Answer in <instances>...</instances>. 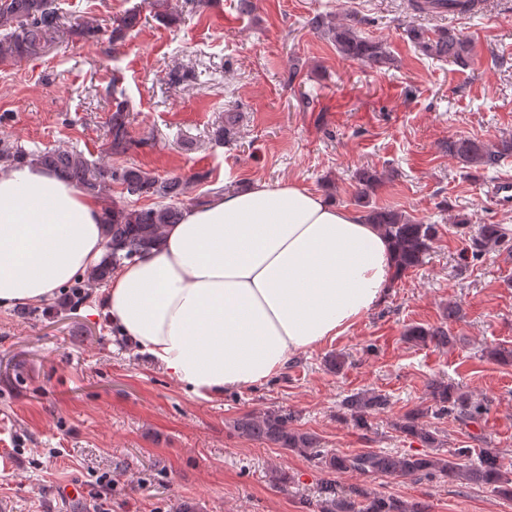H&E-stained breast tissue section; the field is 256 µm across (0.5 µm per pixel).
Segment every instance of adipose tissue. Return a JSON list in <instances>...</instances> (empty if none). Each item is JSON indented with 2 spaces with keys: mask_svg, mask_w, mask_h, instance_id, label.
I'll use <instances>...</instances> for the list:
<instances>
[{
  "mask_svg": "<svg viewBox=\"0 0 512 512\" xmlns=\"http://www.w3.org/2000/svg\"><path fill=\"white\" fill-rule=\"evenodd\" d=\"M105 205L36 163L0 170V307L37 304L104 257ZM396 255L377 225L306 186L260 181L164 225L115 271L104 313L187 394L267 381L380 304Z\"/></svg>",
  "mask_w": 512,
  "mask_h": 512,
  "instance_id": "1",
  "label": "adipose tissue"
}]
</instances>
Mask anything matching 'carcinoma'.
Instances as JSON below:
<instances>
[{"mask_svg":"<svg viewBox=\"0 0 512 512\" xmlns=\"http://www.w3.org/2000/svg\"><path fill=\"white\" fill-rule=\"evenodd\" d=\"M476 2L478 0H408L407 8L419 15L437 13L441 9L470 14L475 11ZM149 6L155 9L156 18L164 23L171 24L178 19L171 0H149ZM59 20L55 0H0V66L14 65L35 55L49 42L66 34L92 37L96 32L91 21L65 31L61 29ZM140 24L139 9L132 7L124 11L112 27V40L124 39ZM311 27L333 42L336 50L347 59L377 67L391 61L383 41L361 35L353 24L336 22L330 15L317 14L311 19ZM406 35L427 57L460 67L469 65L471 42L454 28L444 27L428 32L412 25L406 29ZM112 102L106 152L122 157L146 141L137 142L130 135L129 108L123 89L112 87ZM446 149L448 155L463 167L488 170L512 157V135L502 136L493 143L468 137L450 139ZM28 161L42 164L105 202L108 208L107 252L102 263L88 273V281L94 283L108 280L113 266L160 244L163 226L179 221L182 209L177 206V201L190 184V179L181 175L160 177L138 166L115 167L96 163L78 150L35 153L13 143L0 145V163L14 166ZM356 179L360 201L369 198L382 183L381 174L371 168L360 169ZM114 184L122 186L129 195L152 196L157 202L148 207L122 205L112 198ZM366 219L379 225L392 240L398 253L400 276L423 264L440 234L439 225L411 219L388 207H370ZM501 242L498 225H480L469 238L471 259L481 258ZM407 336L417 343H432L442 348L448 345V330L442 326H415L407 331ZM430 395L432 404L408 413L400 425L402 433L427 448L424 453H336L323 448L316 434L288 428L292 414L284 410L267 411L261 415L244 414L233 422V429L244 437L298 452L330 473L356 474L369 481L379 477L420 480L443 476L451 481H468L511 500L512 473L504 467L497 452L487 448H456L448 451L446 456H437L435 452L444 447L443 440L437 431L418 423V419L431 414L435 417L452 415L465 426L479 424L487 414V407L453 382H432ZM388 403L386 395L375 391L354 392L343 401L359 426L365 424L368 416L386 408ZM316 508L317 512H428V506L419 502H407L359 485L340 490L331 480L322 485Z\"/></svg>","mask_w":512,"mask_h":512,"instance_id":"cac0c4a2","label":"carcinoma"}]
</instances>
